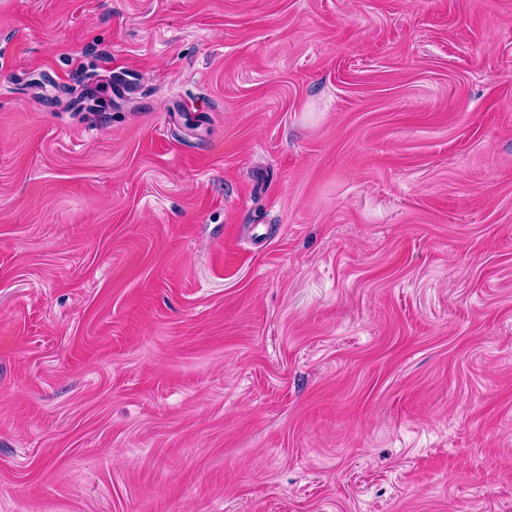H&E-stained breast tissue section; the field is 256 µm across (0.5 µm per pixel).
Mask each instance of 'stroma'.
Segmentation results:
<instances>
[{
    "label": "stroma",
    "mask_w": 512,
    "mask_h": 512,
    "mask_svg": "<svg viewBox=\"0 0 512 512\" xmlns=\"http://www.w3.org/2000/svg\"><path fill=\"white\" fill-rule=\"evenodd\" d=\"M0 512H512V0H0Z\"/></svg>",
    "instance_id": "obj_1"
}]
</instances>
